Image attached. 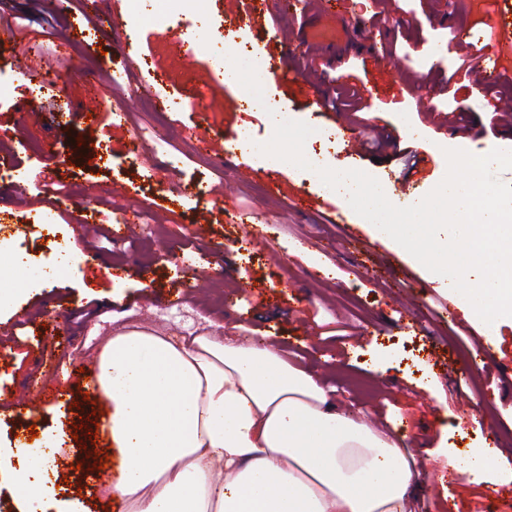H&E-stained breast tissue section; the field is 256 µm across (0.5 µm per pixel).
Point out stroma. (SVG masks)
<instances>
[{
	"label": "stroma",
	"mask_w": 512,
	"mask_h": 512,
	"mask_svg": "<svg viewBox=\"0 0 512 512\" xmlns=\"http://www.w3.org/2000/svg\"><path fill=\"white\" fill-rule=\"evenodd\" d=\"M338 8L364 40L389 32L388 47L402 67L394 71L355 53L343 63L339 83L312 58L302 81L267 77L265 99L281 107L282 118L334 132L349 121L348 112H315L309 86L322 85L329 99L354 88L368 104L363 118H375L378 133L401 147L422 151L425 162L407 195L394 182L403 170L399 161H373L355 144L337 143L324 166L367 172L392 204L405 207L443 179L445 149L512 150V121L493 133L476 126L460 137L424 118L436 110L476 120L486 113V95L512 99V42L486 24L503 10L502 0H393L381 16L371 0H340ZM247 9L246 0H202L201 13L181 27L162 23L133 33L124 8L115 11V22L89 23V16L113 11L112 0H81L77 8L71 0H0V13L16 23L0 41V80L10 85L0 95V160L12 173L0 179V216L26 215L46 181L65 190L38 209L39 226L11 238L13 251L27 257L26 289L0 306V388L35 379L48 393H69L64 405L48 396L34 412H0V453L53 450L46 477L54 491L34 503V512H66L71 502L80 512H111L117 491L105 487L91 459L94 451H111L104 417L85 401L71 364L93 362L100 343L121 329L256 336L316 374L335 400L407 436L419 463L421 512H512V317L482 336V322L458 296L431 282L420 262L373 239L361 216L314 172L258 154L274 122L243 111L242 88L225 85L224 56L239 48L219 30ZM464 26L482 29L501 69L485 95L477 91L475 61L469 76H457L455 94L443 91L459 65L444 50ZM184 38L209 49H175ZM128 45L152 64L156 104L174 95L179 108L144 109L142 74L126 60ZM30 46L54 47L63 67L46 73L36 54H27ZM47 76L55 92L40 91ZM90 106L100 114L98 125L83 121ZM59 112L69 113L68 123H57ZM116 112L124 115L119 127L111 124ZM104 122L110 132H102ZM245 130L253 148L240 154L233 145ZM217 136L231 148L227 160L204 147ZM134 137L141 145L135 155L127 147ZM173 153L176 168L169 163ZM336 207L345 223L333 222ZM134 209L145 225H130L121 243L87 262L82 239L92 238L102 217L115 222ZM203 214L209 222L201 229ZM352 225L361 229L353 242ZM176 290L184 291V305L166 306ZM452 309L457 319H448ZM461 345L468 357H460ZM40 356L60 363L58 374L37 376ZM486 442L500 451L494 471L454 473L448 453L461 458Z\"/></svg>",
	"instance_id": "stroma-1"
}]
</instances>
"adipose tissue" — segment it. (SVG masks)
<instances>
[{"label": "adipose tissue", "mask_w": 512, "mask_h": 512, "mask_svg": "<svg viewBox=\"0 0 512 512\" xmlns=\"http://www.w3.org/2000/svg\"><path fill=\"white\" fill-rule=\"evenodd\" d=\"M95 367L129 512H417L405 437L263 341L121 331ZM45 470L0 455L18 500L43 494Z\"/></svg>", "instance_id": "obj_1"}]
</instances>
